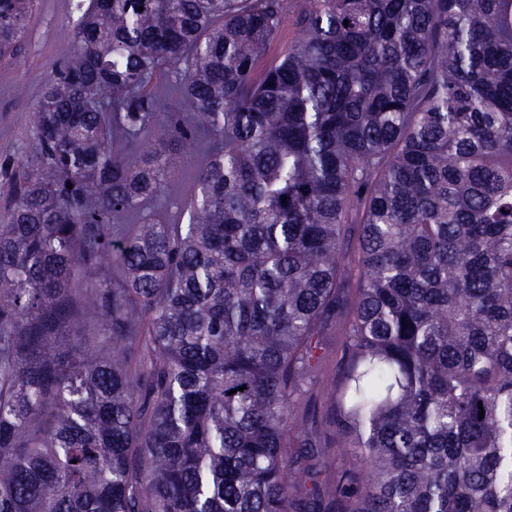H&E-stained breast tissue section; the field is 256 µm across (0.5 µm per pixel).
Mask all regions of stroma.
Listing matches in <instances>:
<instances>
[{
	"label": "stroma",
	"mask_w": 512,
	"mask_h": 512,
	"mask_svg": "<svg viewBox=\"0 0 512 512\" xmlns=\"http://www.w3.org/2000/svg\"><path fill=\"white\" fill-rule=\"evenodd\" d=\"M79 2L39 0L21 51L0 62V211L11 202L15 183L38 150L33 113L45 84L72 46L81 16ZM204 160L201 154L191 162L174 158L166 193L154 206L159 219L172 220L175 202L190 196L195 171ZM345 342L343 323L330 326L323 338L322 382L301 394L295 408L303 426L302 442L314 450L311 479L325 487L336 484L344 469L356 467L336 445V409L328 390L343 374Z\"/></svg>",
	"instance_id": "stroma-1"
}]
</instances>
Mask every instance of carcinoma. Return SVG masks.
<instances>
[{"label": "carcinoma", "instance_id": "carcinoma-1", "mask_svg": "<svg viewBox=\"0 0 512 512\" xmlns=\"http://www.w3.org/2000/svg\"><path fill=\"white\" fill-rule=\"evenodd\" d=\"M292 14L88 0L0 214V512H319L289 449L338 317L343 512H512V0H303L257 71ZM201 129L186 223L145 215ZM177 78L174 70H165L146 91L156 101L159 112H182L184 116L191 117L194 110L183 99L176 83Z\"/></svg>", "mask_w": 512, "mask_h": 512}]
</instances>
